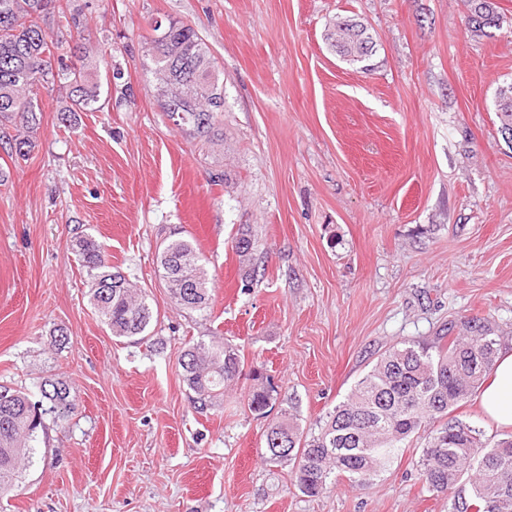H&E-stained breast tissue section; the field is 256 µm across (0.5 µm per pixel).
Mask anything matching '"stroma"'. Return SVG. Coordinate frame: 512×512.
I'll use <instances>...</instances> for the list:
<instances>
[{"label":"stroma","mask_w":512,"mask_h":512,"mask_svg":"<svg viewBox=\"0 0 512 512\" xmlns=\"http://www.w3.org/2000/svg\"><path fill=\"white\" fill-rule=\"evenodd\" d=\"M496 3L488 35L469 28L467 0H63L82 32L42 19L48 38L99 44L123 77L69 128L65 92L41 90L34 149L0 151V382L35 400L61 379L77 404L0 512H448L417 478L422 440L369 486L308 497L290 466L265 462V434L290 407L317 433L380 354L449 322L488 318L512 350V141L495 108L512 84V0ZM342 16L367 24L368 68L329 50ZM170 18L224 80L220 150L160 108L145 47ZM241 224L257 235L251 280L232 249ZM177 229L202 254L206 309L176 305L162 278ZM83 233L147 290V341L100 321ZM191 340L244 359L203 413L178 364ZM257 366L278 390L261 416L247 406Z\"/></svg>","instance_id":"stroma-1"}]
</instances>
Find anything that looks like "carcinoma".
Wrapping results in <instances>:
<instances>
[{
    "mask_svg": "<svg viewBox=\"0 0 512 512\" xmlns=\"http://www.w3.org/2000/svg\"><path fill=\"white\" fill-rule=\"evenodd\" d=\"M468 24L486 33L500 25L495 0H469ZM62 10L61 0H0V124L14 126L5 141L8 156H26L35 147L43 108L39 92L60 86L71 106L58 120L69 126L75 113L94 110L100 96V65L104 53L84 44L72 56L54 55L39 20ZM331 48L351 64L375 52L364 23L345 17L327 34ZM154 68L155 91L162 112L182 113L178 128L210 145L220 142L218 125L224 112V84L205 43L195 28L170 19L159 36L146 43ZM502 132L512 140V86L497 100ZM77 252L92 278L90 301L112 335L145 339L153 319L147 295H135L120 272L110 271L103 245L81 236ZM241 264H250L256 248L252 228L242 224L232 245ZM171 299L191 310L209 305L207 272L194 240L168 241L159 255ZM448 323V335L430 343L407 341L385 351L350 394L320 421L318 432L306 435L290 412L266 434L288 438V455L266 447L270 464H290L295 486L305 496L323 493L332 480L364 487L403 453L414 437H424L416 470L426 489L448 495V512H512V435L489 443L476 425L452 412L475 394L493 372L498 337L493 324L481 318ZM183 382L192 392L194 408L210 409L224 397V387L240 379L241 358L228 343L189 344L178 362ZM262 369L253 370L259 384L248 393L251 412L263 415L275 400V387L264 383ZM59 380L39 387L33 402L19 389L0 384V495L17 481L30 462L32 442L47 434L46 419L63 421L74 413L71 393L60 395Z\"/></svg>",
    "mask_w": 512,
    "mask_h": 512,
    "instance_id": "cac0c4a2",
    "label": "carcinoma"
}]
</instances>
